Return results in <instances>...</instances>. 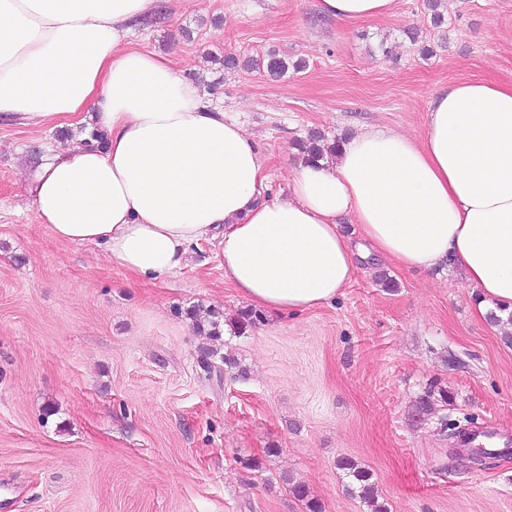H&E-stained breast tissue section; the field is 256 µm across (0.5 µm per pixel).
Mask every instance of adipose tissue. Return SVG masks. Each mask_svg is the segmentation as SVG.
<instances>
[{"label":"adipose tissue","mask_w":512,"mask_h":512,"mask_svg":"<svg viewBox=\"0 0 512 512\" xmlns=\"http://www.w3.org/2000/svg\"><path fill=\"white\" fill-rule=\"evenodd\" d=\"M397 0H319L329 17L393 14ZM159 0H0V117L36 127L87 121L104 148H51L33 207L55 239L92 244L132 277L182 270L221 232L224 282L252 304L302 313L338 296L363 253L402 269L450 265L482 301L512 312V83L439 90L415 139L365 129L336 156L300 160L288 197L262 200L258 143L210 108L165 55L129 35Z\"/></svg>","instance_id":"obj_1"}]
</instances>
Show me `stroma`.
<instances>
[{"instance_id": "1", "label": "stroma", "mask_w": 512, "mask_h": 512, "mask_svg": "<svg viewBox=\"0 0 512 512\" xmlns=\"http://www.w3.org/2000/svg\"><path fill=\"white\" fill-rule=\"evenodd\" d=\"M162 2L134 43L258 141L274 199L310 132L419 138L439 89L512 83V0H442L440 26L426 0L355 23L318 0ZM272 51L305 69L222 63ZM61 142L56 128L0 122V512H306L292 480L322 512H371L343 459L388 512H512V452L475 460L453 445L458 426L512 439V325L479 316L454 268L370 262L336 300L265 313L238 336L248 304L224 283L218 241L138 283L38 223L31 174ZM197 305L223 312L220 341L194 328Z\"/></svg>"}]
</instances>
